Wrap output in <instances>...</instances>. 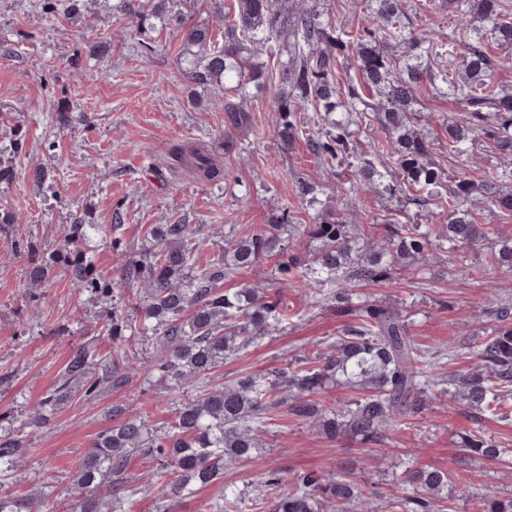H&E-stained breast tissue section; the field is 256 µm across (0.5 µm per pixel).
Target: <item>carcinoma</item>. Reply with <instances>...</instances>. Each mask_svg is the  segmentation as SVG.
I'll return each instance as SVG.
<instances>
[{
	"instance_id": "cac0c4a2",
	"label": "carcinoma",
	"mask_w": 512,
	"mask_h": 512,
	"mask_svg": "<svg viewBox=\"0 0 512 512\" xmlns=\"http://www.w3.org/2000/svg\"><path fill=\"white\" fill-rule=\"evenodd\" d=\"M130 18L141 24L155 19L180 32V62L193 85L219 84L224 95L216 106L224 109V126L238 129L248 122L244 100L264 86L265 69L255 53L271 54V41L288 45L290 62L279 71L282 92L270 101L278 114L274 135L287 149L302 139L323 165L347 167L346 193L378 190L401 195L418 208L439 210L441 223L380 224L365 211L356 232L339 210L320 209L306 225L313 250L285 247L281 227L293 223L289 208H281L273 224H259L248 236L229 243L215 267H196L195 230L189 224H160L151 230L150 245L140 255L122 260L124 278L142 285L134 303L138 323L112 315V336L129 331L142 343H152L151 363L135 365L119 353L102 354L89 345L73 349L58 380L27 419L8 420L0 427V476L23 481L21 464L27 454L26 429L40 428L47 413L73 395L88 404L130 376H159L176 387L190 385L191 393L177 404L166 430L149 426L141 415L128 416L121 405L112 416L121 422L97 435L73 475L75 496L69 512H131L138 486L155 489L159 512L169 502L212 487L224 479V464L245 460L270 432L273 417L283 412L319 427L328 436L346 435L384 446L411 420L426 419L430 406L443 399L475 407L512 422V323L508 311L503 324L473 345L468 370L443 377L442 359L457 357L453 350L432 351L416 343L413 321L402 307L377 303L355 304V287L385 280L398 269L420 262L433 243L465 258L468 249L485 240L490 229L475 222L482 205L512 213V90L491 84L494 60L487 43L512 53V12L504 0H445L464 30L463 51L436 42L409 27L403 0H370L365 23L348 30L331 15L299 4V0H234L224 13V41H215L206 25H190L182 5L188 0H122ZM41 15L50 21L81 14V0H41ZM352 52L350 68L361 85L375 91L367 102L352 80L338 83L340 58ZM430 85L445 91L465 108L463 117L442 124L448 156L468 165L474 144L493 142L502 163L475 180L462 170L453 177L432 161L437 139L419 125L417 95ZM312 111L316 120L301 123ZM377 123L380 137L363 150L352 143L363 127ZM175 160H190L200 180L224 174L210 150L176 146ZM383 229L382 239L372 233ZM286 253L277 264V281L300 288L320 303L327 302L340 316H353L336 336L313 344L315 351L296 362L265 374L241 375L214 383L224 359L277 331L288 314L267 287L244 283L232 292L217 288L224 277L257 266L274 251ZM486 263L512 272V239L492 250ZM64 269L76 287L93 296H106L111 284L100 277L86 253L60 246L47 259L31 260L29 284L49 282L56 268ZM341 383L358 396L338 411L326 404V385ZM467 454L500 458L492 440L479 433L467 436ZM140 453L156 465L139 473L129 470L131 456ZM273 494L271 512H322L331 501L349 512H372L370 496L347 475L320 470L264 476ZM450 484L448 472L428 467L406 471L403 494L392 502L399 512H444L441 502ZM51 497L0 492V512H53ZM240 496L223 497L216 512H249ZM479 512H512V500L484 497Z\"/></svg>"
}]
</instances>
